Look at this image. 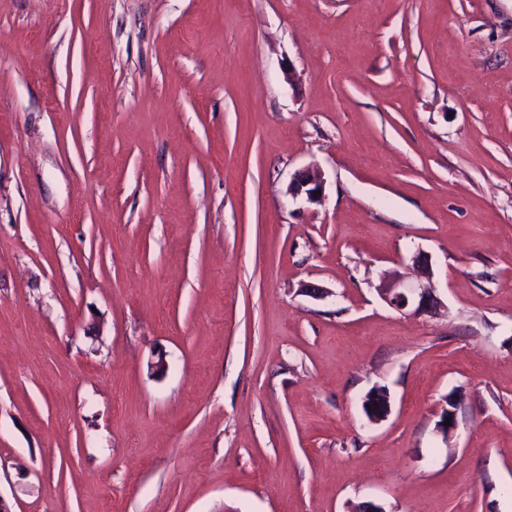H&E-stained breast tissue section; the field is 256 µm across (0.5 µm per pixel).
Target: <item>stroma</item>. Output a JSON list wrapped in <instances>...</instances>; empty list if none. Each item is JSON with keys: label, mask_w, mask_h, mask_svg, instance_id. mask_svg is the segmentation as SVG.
Here are the masks:
<instances>
[{"label": "stroma", "mask_w": 512, "mask_h": 512, "mask_svg": "<svg viewBox=\"0 0 512 512\" xmlns=\"http://www.w3.org/2000/svg\"><path fill=\"white\" fill-rule=\"evenodd\" d=\"M371 499L512 512V0H0V503ZM288 190L293 197L304 195L309 203L317 204L322 198L323 179L313 168L307 167L294 174ZM412 262L419 272L416 282L407 283L399 276L384 275L377 288L379 296L398 311L413 315H435L444 304L436 294L431 258L427 253L418 251L412 257ZM374 403H377V406H374ZM368 406H371V410H368ZM364 410L372 420L380 421L386 418L390 413V403L386 391L382 388L370 391L364 400Z\"/></svg>", "instance_id": "stroma-1"}]
</instances>
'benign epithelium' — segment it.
<instances>
[{"label": "benign epithelium", "mask_w": 512, "mask_h": 512, "mask_svg": "<svg viewBox=\"0 0 512 512\" xmlns=\"http://www.w3.org/2000/svg\"><path fill=\"white\" fill-rule=\"evenodd\" d=\"M288 190L294 197L304 196L308 202L317 204L321 202L317 192L323 191V179L314 169L307 167L294 174ZM412 262L419 272L418 279L407 283L396 275H385L377 288L379 296L398 311L435 315L444 304L436 294L431 258L420 251L412 257ZM364 406L368 407L366 414L372 420L380 421L390 413L389 399L382 388L370 391L365 397Z\"/></svg>", "instance_id": "7a95c632"}]
</instances>
